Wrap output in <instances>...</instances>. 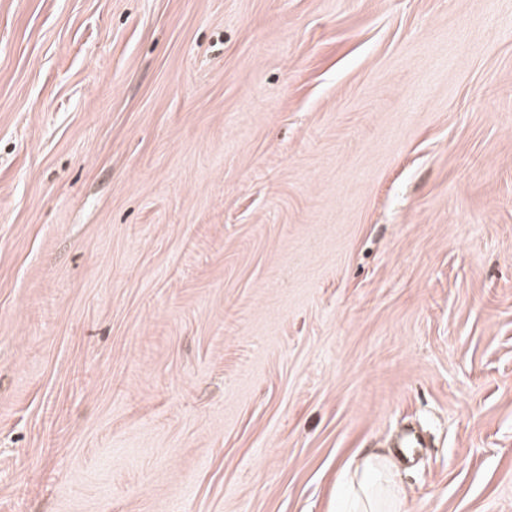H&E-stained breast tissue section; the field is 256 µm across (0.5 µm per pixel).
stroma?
<instances>
[{
	"label": "stroma",
	"mask_w": 512,
	"mask_h": 512,
	"mask_svg": "<svg viewBox=\"0 0 512 512\" xmlns=\"http://www.w3.org/2000/svg\"><path fill=\"white\" fill-rule=\"evenodd\" d=\"M369 454L512 512V0H0V512Z\"/></svg>",
	"instance_id": "1"
}]
</instances>
